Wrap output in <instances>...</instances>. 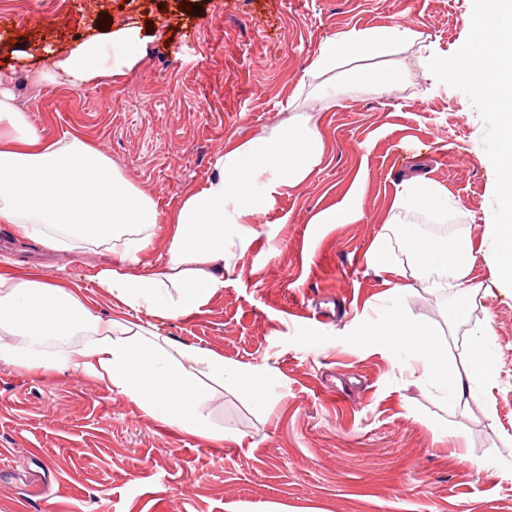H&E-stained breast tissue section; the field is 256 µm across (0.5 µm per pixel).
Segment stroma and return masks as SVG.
Returning <instances> with one entry per match:
<instances>
[{
    "label": "stroma",
    "instance_id": "obj_1",
    "mask_svg": "<svg viewBox=\"0 0 512 512\" xmlns=\"http://www.w3.org/2000/svg\"><path fill=\"white\" fill-rule=\"evenodd\" d=\"M0 0V83L47 136L74 132L150 192L162 215L213 175L229 143L279 123L320 45L350 29L408 25V79L381 93L302 107L324 142L321 165L255 217L257 236L228 257L224 286L200 312L159 319L161 335L264 368L257 404L203 379L199 411L230 432L224 443L155 421L78 369L49 374L0 365V512H512V291L484 263L472 296L444 271L407 277L395 295L370 259L385 237L395 263L413 260L393 214L399 183L422 175L455 200L456 245L479 246L495 208L493 115L469 85L432 81L425 46L448 56L473 42L474 0ZM113 28H154L126 76L81 89L36 77L52 53ZM357 192L352 218L317 214ZM397 224H390V217ZM14 273L38 270L78 289L102 315L132 312L94 281L112 256L100 247L51 251L0 224ZM428 329L450 363L488 339L490 380L454 403L413 383L402 355L360 331L392 310Z\"/></svg>",
    "mask_w": 512,
    "mask_h": 512
}]
</instances>
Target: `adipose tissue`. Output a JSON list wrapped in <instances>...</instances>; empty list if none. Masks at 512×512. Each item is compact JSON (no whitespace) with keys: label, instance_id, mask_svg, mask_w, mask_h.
Listing matches in <instances>:
<instances>
[{"label":"adipose tissue","instance_id":"1","mask_svg":"<svg viewBox=\"0 0 512 512\" xmlns=\"http://www.w3.org/2000/svg\"><path fill=\"white\" fill-rule=\"evenodd\" d=\"M473 17L478 39L455 60L433 50L419 60L424 75L466 78L496 117L497 211L488 233L479 248L432 247L416 258L418 267L447 269L457 287L468 292L480 261L498 287L512 289V0H475ZM419 37L400 24L339 33L322 43L307 73L319 77L342 68L349 89L379 93L406 79L407 68L366 74L353 68V61L402 53ZM149 40L138 27L105 32L54 56L40 79L84 86L125 75L138 65ZM299 99L296 93L288 98L285 119L271 129L226 146L214 175L164 217L154 197L128 181L109 156L74 133L45 137L13 92L0 87V224L17 225L26 237L60 249L108 246L117 261L97 272L98 287L152 318L145 325L115 320L43 273L0 272V333L9 337L0 343V365L34 372L79 368L170 428L215 443L227 439L226 430L210 428L197 410V373L238 384L257 402L267 397L268 373L173 342L157 332L154 321L204 307L224 286L228 255L244 248L252 235L253 217L273 208L279 196L298 188L320 166L325 143ZM450 204L437 184L412 176L398 185L393 208L407 213L426 208L444 218ZM163 222L171 228L164 262L130 273ZM369 337L404 350L416 383L458 403L471 394L473 372L487 374L493 367L484 343L471 345L461 366L449 364L428 331L398 310Z\"/></svg>","mask_w":512,"mask_h":512}]
</instances>
